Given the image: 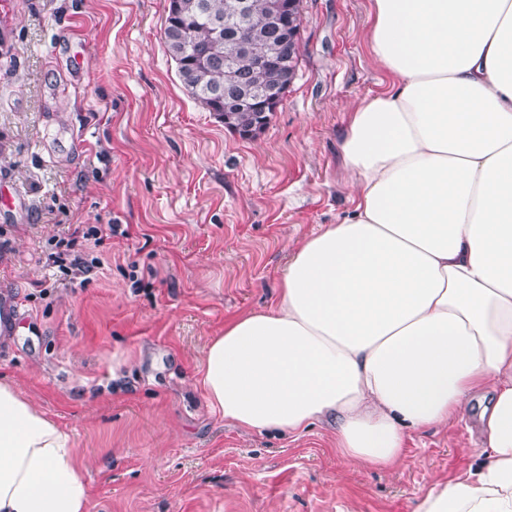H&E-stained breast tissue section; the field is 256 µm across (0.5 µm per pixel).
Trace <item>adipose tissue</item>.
Returning a JSON list of instances; mask_svg holds the SVG:
<instances>
[{"instance_id":"adipose-tissue-1","label":"adipose tissue","mask_w":512,"mask_h":512,"mask_svg":"<svg viewBox=\"0 0 512 512\" xmlns=\"http://www.w3.org/2000/svg\"><path fill=\"white\" fill-rule=\"evenodd\" d=\"M388 83L351 110L346 216L305 239L276 302L225 323L200 385L226 421L332 422L344 464L470 413L486 459L416 512H512V0H371ZM73 440L0 382V512H87Z\"/></svg>"}]
</instances>
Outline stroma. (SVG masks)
Instances as JSON below:
<instances>
[{"mask_svg": "<svg viewBox=\"0 0 512 512\" xmlns=\"http://www.w3.org/2000/svg\"><path fill=\"white\" fill-rule=\"evenodd\" d=\"M169 0H0V381L68 431L87 512H416L476 461V421L408 434L406 458L346 466L319 423L259 433L199 384L226 321L275 300L294 249L349 211L340 143L385 79L370 0H302L297 76L243 139L182 86L163 41ZM101 266L50 262L70 225Z\"/></svg>", "mask_w": 512, "mask_h": 512, "instance_id": "1", "label": "stroma"}]
</instances>
